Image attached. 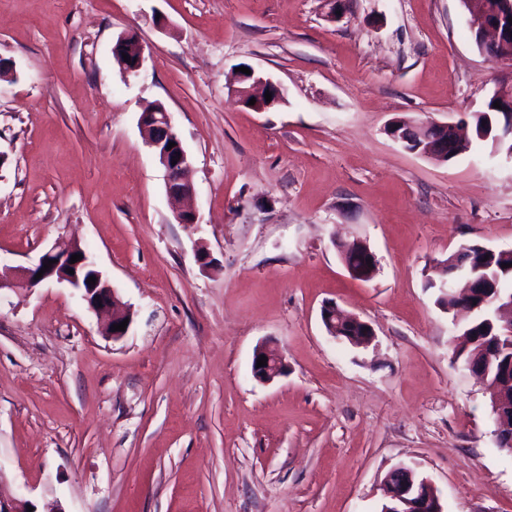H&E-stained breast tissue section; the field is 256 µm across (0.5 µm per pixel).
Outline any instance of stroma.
Returning <instances> with one entry per match:
<instances>
[{
    "label": "stroma",
    "instance_id": "stroma-1",
    "mask_svg": "<svg viewBox=\"0 0 512 512\" xmlns=\"http://www.w3.org/2000/svg\"><path fill=\"white\" fill-rule=\"evenodd\" d=\"M0 0V262L77 240L133 313L67 284L0 292V474L39 512H380L409 465L443 512H512V451L426 280L468 244L512 249V163H445L391 122L472 120L511 71L462 0ZM137 33L122 75L112 45ZM282 93L263 112L236 68ZM162 104L192 161L174 219L138 120ZM375 253L352 278L337 241ZM212 262L202 266L197 246ZM333 303L374 342L330 336ZM288 372L257 381V345ZM133 32H123L119 34L114 45L112 46V57L119 67L126 73L134 74L138 72L144 63V49L139 40V50L133 54L127 48V38ZM123 54H127V58L131 60V64L124 61ZM243 80H245V83L242 84V86L236 87V92L239 94V96L241 97V99L245 105L251 107L253 110H255L257 112L266 111L267 109L271 108L272 106L277 104L282 99V95L280 93L279 88L277 86H275L272 82H270L268 79H264L263 77L256 75L253 70H251L250 75L241 76V77L236 76L234 82L238 83V81L241 82ZM247 83H249V84H247ZM257 84H262L264 87V95L261 97H255V96H253V94L251 92V88ZM266 90H269V92L272 94L270 102H266V99H265V91ZM251 98L256 99V102L254 105H249V101ZM336 316L340 317L341 323H351L355 326H361V334L360 335H353L348 336L345 338L348 342L354 344V345H369L373 339H374V331L372 327L365 321L361 320L357 316H349L342 310H340L335 304H329L323 307L321 311V320L325 326L330 331V335L334 338L343 339L336 336V332L333 328L330 327L331 319L335 318Z\"/></svg>",
    "mask_w": 512,
    "mask_h": 512
}]
</instances>
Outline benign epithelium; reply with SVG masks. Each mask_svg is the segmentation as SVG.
Masks as SVG:
<instances>
[{"instance_id":"benign-epithelium-1","label":"benign epithelium","mask_w":512,"mask_h":512,"mask_svg":"<svg viewBox=\"0 0 512 512\" xmlns=\"http://www.w3.org/2000/svg\"><path fill=\"white\" fill-rule=\"evenodd\" d=\"M465 8L471 16L473 29L479 30V42L481 52H486V47L501 46L508 49L506 54L486 56V59L494 64L508 63L512 67V0H493L494 6H489L488 0H462ZM130 33L119 34L112 46V57L119 67L126 73L138 72L144 63V49L131 53L127 48V38ZM235 81L244 82V85L236 87V92L244 104H249L253 94L251 87L261 84L271 94V101L265 97L256 98L252 109L264 112L277 104L282 95L277 86L269 80L254 73L235 78ZM500 102L501 108L494 109L500 116L498 125L499 135L497 139L503 141L512 139V78L498 83L489 98V102ZM139 125L144 135L145 143L150 147L160 166L164 170L165 190L168 196L175 200L190 198L195 189L189 179L191 162L184 148L182 140L176 133L172 124L170 112L158 105L139 117ZM457 123H437L426 121L413 125L417 135V146L414 151L431 159L437 157L442 161L448 160V142L456 140V134L460 133ZM175 143L172 148H167L169 143ZM349 246L362 254L363 259L371 260V267H356L353 263H344L347 271L355 278L365 279L377 270V258L366 243L359 239L349 242ZM74 254H81V260L70 263ZM54 261L41 278L36 274L44 268V263ZM73 269L74 274L67 273V269ZM95 277L96 283H87L89 277ZM55 281L66 283L71 288L81 293L82 299L88 307L94 311L102 310L111 314L107 326V334L112 340L118 341L127 335V331H115L113 326L132 319V314L121 302L118 290L98 269L91 254L78 243L60 237L39 257L38 262L31 266H8L0 264V291L14 288H34L44 282ZM491 282L485 276H475L467 284L461 293L462 302L460 308L470 310L472 301L478 299L480 304L494 310L501 321V327L505 335H512V302L505 306H498L497 298L490 297ZM340 317L343 323H351L361 327V334L347 337V341L354 345H369L374 339L372 327L357 316H349L336 305L329 304L321 311V320L325 328H330L331 319ZM266 356L267 362L263 367L257 366L260 356ZM252 365L254 378L265 384L273 382L287 372V364L283 355L265 344L256 347ZM492 414L496 426V435L507 445H512V424L506 423L501 400L494 396L490 398ZM5 480L0 475V512H27L28 507L34 506L30 500L16 497L4 489ZM386 498L389 507L384 512H443L442 505L431 482L419 476L413 469L404 465L395 467L385 480Z\"/></svg>"}]
</instances>
